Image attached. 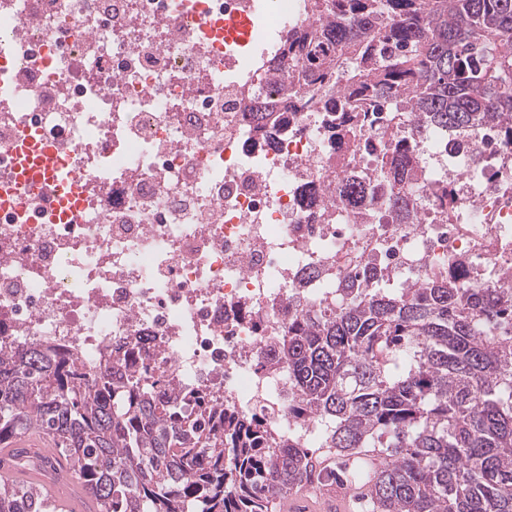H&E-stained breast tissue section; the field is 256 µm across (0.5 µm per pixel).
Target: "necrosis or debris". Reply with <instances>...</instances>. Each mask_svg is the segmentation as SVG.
Returning <instances> with one entry per match:
<instances>
[{
  "label": "necrosis or debris",
  "instance_id": "4bbe7bcc",
  "mask_svg": "<svg viewBox=\"0 0 512 512\" xmlns=\"http://www.w3.org/2000/svg\"><path fill=\"white\" fill-rule=\"evenodd\" d=\"M313 0H0V352L34 345L84 371L136 347L183 404L296 419L279 361L290 319L337 310V290L447 266L512 296V141L505 122L418 129L362 103L361 134L329 100L246 110L274 85ZM392 132L423 186L404 223L381 204ZM51 151L55 172L21 182ZM365 187L347 195V177Z\"/></svg>",
  "mask_w": 512,
  "mask_h": 512
}]
</instances>
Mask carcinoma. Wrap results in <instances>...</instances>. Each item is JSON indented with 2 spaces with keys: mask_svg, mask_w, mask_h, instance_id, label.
Masks as SVG:
<instances>
[{
  "mask_svg": "<svg viewBox=\"0 0 512 512\" xmlns=\"http://www.w3.org/2000/svg\"><path fill=\"white\" fill-rule=\"evenodd\" d=\"M348 61L334 111L360 130L358 98L400 89L430 125L475 128L512 118V0H315ZM290 94H336V58L293 38ZM247 111L264 127L275 104ZM385 206L408 218L413 172ZM280 362L301 392L298 417L326 423L324 445L361 458L353 476L370 512H512V302L463 288L448 268L425 286L341 288L339 310L288 324ZM149 377L108 362L86 376L62 353L0 355V443L51 437L96 512H271L306 482L312 455L268 439L261 416L188 412ZM0 512H57L30 482L0 484Z\"/></svg>",
  "mask_w": 512,
  "mask_h": 512,
  "instance_id": "cac0c4a2",
  "label": "carcinoma"
}]
</instances>
